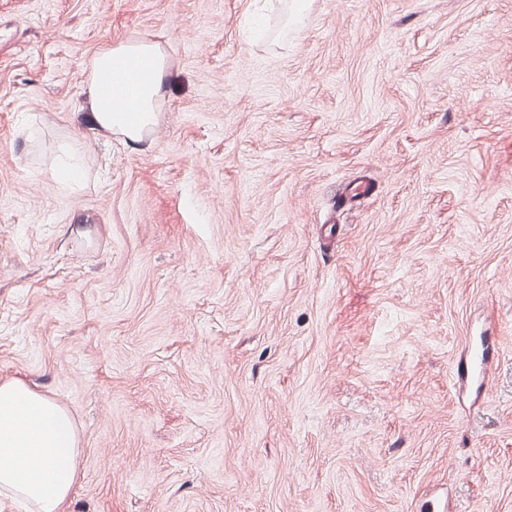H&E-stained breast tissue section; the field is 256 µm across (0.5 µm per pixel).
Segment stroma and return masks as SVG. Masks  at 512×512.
<instances>
[{"label":"stroma","instance_id":"1","mask_svg":"<svg viewBox=\"0 0 512 512\" xmlns=\"http://www.w3.org/2000/svg\"><path fill=\"white\" fill-rule=\"evenodd\" d=\"M136 39L131 143L84 97ZM10 378L58 512H512V0H0ZM147 67L152 77L137 83L130 72ZM88 98L96 126L130 142L151 127L155 105L163 98V64L157 43L129 42L99 49L88 62ZM136 102V106L132 102ZM70 159V162L58 164L56 167V173L58 179L70 185H77L79 165L77 161V149L74 145H67L63 151ZM75 423L21 379L0 380V495L30 512H57L77 480Z\"/></svg>","mask_w":512,"mask_h":512}]
</instances>
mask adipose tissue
<instances>
[{
    "label": "adipose tissue",
    "instance_id": "obj_1",
    "mask_svg": "<svg viewBox=\"0 0 512 512\" xmlns=\"http://www.w3.org/2000/svg\"><path fill=\"white\" fill-rule=\"evenodd\" d=\"M88 98L99 130L135 142L163 98L158 44L121 43L88 62ZM75 423L66 408L17 379L0 380V495L29 512H58L77 480Z\"/></svg>",
    "mask_w": 512,
    "mask_h": 512
}]
</instances>
